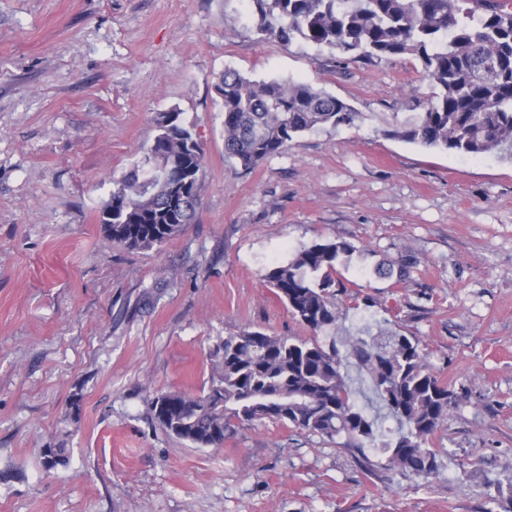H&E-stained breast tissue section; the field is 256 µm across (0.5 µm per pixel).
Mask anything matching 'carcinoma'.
<instances>
[{
    "label": "carcinoma",
    "instance_id": "cac0c4a2",
    "mask_svg": "<svg viewBox=\"0 0 512 512\" xmlns=\"http://www.w3.org/2000/svg\"><path fill=\"white\" fill-rule=\"evenodd\" d=\"M258 34L302 39L348 60L417 58L433 92L424 111L393 134L426 149L512 158V0H250ZM215 90L224 107V154L249 170L316 129L353 125L350 104L300 81L256 80L227 69ZM139 165L116 182L101 218L112 244L150 249L176 237L199 205L204 149L180 113L164 112ZM179 161L161 182L154 167ZM343 241L298 249L270 267L265 281L311 336L244 329L224 337L219 375L200 396L157 393L159 427L196 446H219L235 421L273 420L353 448H378L418 475L438 467L429 438L448 420L454 393L434 373L421 341L394 332L341 341L336 266L352 255ZM366 376L395 428L368 416L355 400L346 365Z\"/></svg>",
    "mask_w": 512,
    "mask_h": 512
}]
</instances>
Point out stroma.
Returning <instances> with one entry per match:
<instances>
[{"label": "stroma", "mask_w": 512, "mask_h": 512, "mask_svg": "<svg viewBox=\"0 0 512 512\" xmlns=\"http://www.w3.org/2000/svg\"><path fill=\"white\" fill-rule=\"evenodd\" d=\"M250 0H0V512H512V162L395 136L432 88L419 60H344L257 34ZM308 82L352 126L242 170L224 156L225 69ZM179 112L204 148L196 217L113 245L100 210ZM321 239L338 335L418 337L456 395L427 478L272 420L198 448L150 399L200 395L225 336L308 330L264 281ZM415 262L409 276L379 268ZM64 446L67 467L42 451Z\"/></svg>", "instance_id": "stroma-1"}]
</instances>
